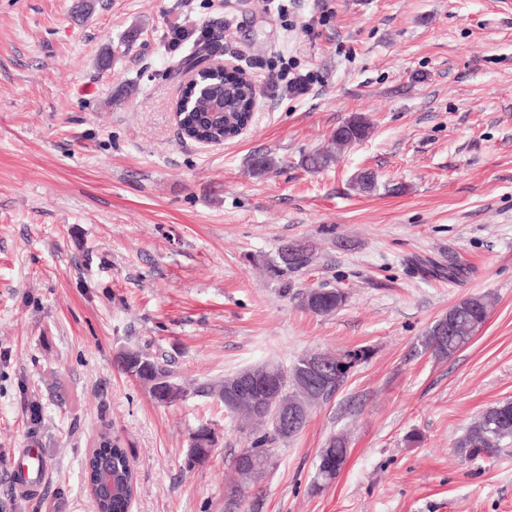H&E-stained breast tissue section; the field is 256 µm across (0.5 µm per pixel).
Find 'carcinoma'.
<instances>
[{
	"mask_svg": "<svg viewBox=\"0 0 512 512\" xmlns=\"http://www.w3.org/2000/svg\"><path fill=\"white\" fill-rule=\"evenodd\" d=\"M205 89L195 88L188 91L191 99L197 101L193 113L180 116L188 131L199 138L224 136L229 140L232 134H223L218 129H210L203 124L198 113L205 111L208 99L212 96L222 97L231 87L229 80L222 74H215L203 82ZM370 131V125L362 116H356L336 128L332 136L335 148L316 152L303 158L302 165L314 172L323 170L336 162L338 155L354 143L364 140ZM278 162L274 157L261 154L252 159L251 171L257 176L269 174L275 170ZM312 253L300 244H284L275 258L265 261V269L272 276L288 279V274L309 265ZM301 307L320 316L330 315L340 309L346 301L345 294L336 288H309L296 294ZM493 300L488 295L468 297L452 308L448 314L437 319L424 334L421 345L439 359H446L470 344L477 331L486 323ZM448 335V345H439V337ZM327 359L338 369L336 378L325 390L332 395L350 374V369L368 359L366 350L345 351L338 354H326ZM305 357L298 358L291 368L284 369L277 364L265 363L263 367L274 373L280 381L281 399L299 408L312 404L314 393L304 381L301 366ZM116 365L124 373L144 383L151 384L149 392L155 398L168 382L175 380L174 372L167 361L137 350H129L123 357L116 359ZM187 390L199 395L215 397L224 404L228 414L244 412L249 416L266 422V418L276 410V405L264 407L263 412L255 411L251 404L240 398L224 395V381L204 380L187 386ZM306 421H301L297 430L289 434L294 437L302 430ZM287 437V438H289ZM284 436L263 430L252 433L250 446L243 449L236 457L235 463L244 458L262 461L272 453L271 445L287 441ZM512 443V400L505 399L487 407L479 417L470 424L464 434L455 442L457 454L464 460L478 457L495 458L503 448ZM217 437L214 430L206 425L194 429L190 436V448L185 464L189 469L204 465L216 447ZM107 454L112 458L113 494L108 499L98 500V512H127L137 491V478L134 469L129 466L128 454L120 440L108 429L102 430L92 444V449L85 455L83 478L87 485L95 486L94 466L97 458ZM349 456L347 441L341 436L333 437L327 446L321 449L316 466V479L323 483L336 477Z\"/></svg>",
	"mask_w": 512,
	"mask_h": 512,
	"instance_id": "1",
	"label": "carcinoma"
}]
</instances>
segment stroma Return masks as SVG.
<instances>
[{
	"label": "stroma",
	"instance_id": "stroma-1",
	"mask_svg": "<svg viewBox=\"0 0 512 512\" xmlns=\"http://www.w3.org/2000/svg\"><path fill=\"white\" fill-rule=\"evenodd\" d=\"M313 22L312 34L300 30ZM258 88L249 131L183 139L172 25ZM309 94L274 87L284 63ZM365 116L370 135L313 173L304 156ZM278 168L253 175L255 155ZM372 172L363 192L356 176ZM312 252L288 281L263 262ZM458 266L449 275V266ZM326 286L335 313L296 293ZM493 307L473 341L420 344L460 301ZM366 347L268 473L225 489L250 439L215 399L157 404L115 364L134 348L178 379ZM512 400V0H0V512H96L83 459L111 428L135 466L133 512H512V447L462 460L454 443ZM217 445L185 456L198 424ZM334 436L350 456L318 488ZM46 464L14 489L24 448ZM296 298L301 307L320 316L336 312L346 301L345 294L336 288H309ZM217 437L214 430L207 425H199L190 436V448L186 455L187 468L204 465L216 447Z\"/></svg>",
	"mask_w": 512,
	"mask_h": 512
}]
</instances>
